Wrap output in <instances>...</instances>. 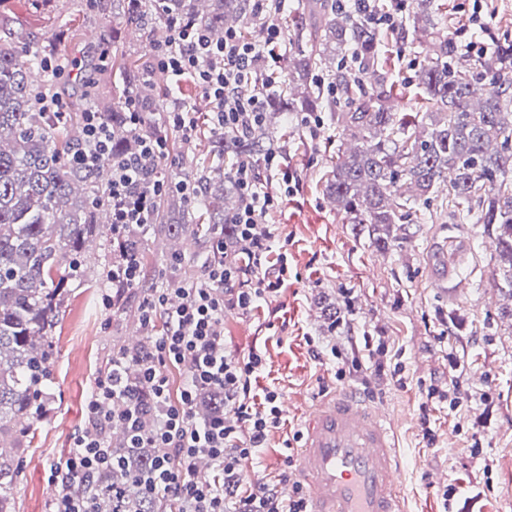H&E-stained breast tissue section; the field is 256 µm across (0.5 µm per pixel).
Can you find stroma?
Returning <instances> with one entry per match:
<instances>
[{"label": "stroma", "instance_id": "stroma-1", "mask_svg": "<svg viewBox=\"0 0 512 512\" xmlns=\"http://www.w3.org/2000/svg\"><path fill=\"white\" fill-rule=\"evenodd\" d=\"M15 11L14 32L39 45L54 44L69 60L57 89L71 98L85 82L109 80L111 61H97L92 69L82 65L88 50L111 51V44L100 42L101 31H114L127 53L149 61L157 31L168 26L166 18L151 15L138 31L89 0H44L38 12L22 5ZM416 12L408 5L400 16V38L383 49L392 63L390 78L405 86L395 100L400 112L415 110L413 67L428 59L426 40L414 34ZM68 18L79 25L78 36L63 32ZM321 119L315 137L298 116L276 121L281 151L298 182L296 193L284 197L270 218L288 258L284 285L271 303L224 320L228 354L262 357L254 394L276 392L283 405L255 469L264 481L276 482L300 445L309 406L338 390L363 392L362 378L376 362L364 339L381 336L389 346L388 366L399 363L405 371L397 379L384 377L371 401L388 409L405 456L401 488L408 512H445L451 487L459 497L476 500L475 512H512V321L500 316L506 301L497 288L495 248L482 225L448 224L440 215L419 225L411 242L388 251L356 235L324 192L345 141L329 113ZM442 250L455 251V263L466 272L439 288L432 255ZM161 262V252L150 250L141 282L121 289L113 306L93 284L71 290L54 332V399L20 465L17 512H47L50 469L68 450L94 380L119 349L129 347L148 287H163L156 275ZM327 302L340 310L332 330L323 327ZM452 311L463 316V325L449 324ZM334 347L340 357L331 355ZM341 367L347 374L340 379ZM432 386L458 388V409L429 398ZM424 413L437 438L432 445L422 437Z\"/></svg>", "mask_w": 512, "mask_h": 512}]
</instances>
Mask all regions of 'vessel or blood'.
Here are the masks:
<instances>
[{"mask_svg":"<svg viewBox=\"0 0 512 512\" xmlns=\"http://www.w3.org/2000/svg\"><path fill=\"white\" fill-rule=\"evenodd\" d=\"M295 474L312 512H405L402 457L383 409L345 391L311 408Z\"/></svg>","mask_w":512,"mask_h":512,"instance_id":"1","label":"vessel or blood"}]
</instances>
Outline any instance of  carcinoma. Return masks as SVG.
<instances>
[{"instance_id":"cac0c4a2","label":"carcinoma","mask_w":512,"mask_h":512,"mask_svg":"<svg viewBox=\"0 0 512 512\" xmlns=\"http://www.w3.org/2000/svg\"><path fill=\"white\" fill-rule=\"evenodd\" d=\"M112 0V12L140 27L158 14L208 33L224 35L228 20L240 27L252 17L250 0ZM417 21L431 54L415 74L420 111L393 109L395 83L383 73L388 58L380 47L398 39L395 29L373 30L336 12L332 0H311L308 21L297 25L289 52L288 78L270 94L263 123L238 134L218 132L206 121L196 135L210 142L204 162L173 172L167 179L195 187L193 198L172 191L155 202V223L130 224L119 241L99 223L106 183L101 171L78 167L73 153L83 141L81 121H61L39 109L43 84L31 69L55 55L23 36L0 39V512H16L19 462L31 435L48 417L52 398L53 333L70 288L88 281L90 249L112 251L109 269L133 258L146 267L149 244L163 247L172 265L181 251L164 249L189 234L197 240L221 239L226 256L237 257L229 224L231 199H239L232 172L245 160H258L277 148L272 129L280 112H320L336 117L350 137L344 158L327 177L325 192L343 209L348 223L382 250L412 239L423 223V207L442 184L447 192L440 212L455 224L484 225L499 259V291L512 301V48L503 43L478 59L458 55L430 13L433 0H419ZM112 91L92 84L85 96L112 127L119 154L136 151V136L125 124L124 99L133 91L146 113L143 132H163L155 87L145 81L147 64L112 42ZM337 66H332V62ZM329 72L323 84L319 72ZM197 404L208 415L222 412L224 396L199 392ZM121 467L98 479L104 512H163L137 476L157 456L154 448H133L128 434L110 442Z\"/></svg>"}]
</instances>
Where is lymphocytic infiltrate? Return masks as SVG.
Returning a JSON list of instances; mask_svg holds the SVG:
<instances>
[{
	"mask_svg": "<svg viewBox=\"0 0 512 512\" xmlns=\"http://www.w3.org/2000/svg\"><path fill=\"white\" fill-rule=\"evenodd\" d=\"M253 2L263 31L259 41L232 28L214 41L193 25L170 21V35L154 54L156 68L170 76L175 89L162 115L164 126L177 129L184 138L193 137L198 118L177 93L188 78L212 100L209 120L215 129L245 134L262 124L269 103L266 87L254 86L248 95L241 88L277 67L275 48L284 35L271 15L284 10L286 0ZM82 122L85 142L73 155L75 163L93 168L103 158L112 160L107 198L113 234H121L129 224L152 223L156 198L171 188L158 171L166 156L165 137H142L135 153L116 156L112 131L100 112L86 109ZM264 170L274 173L275 181L261 179ZM234 180L240 203L230 222L241 260L205 262L200 281L156 288L144 299L143 325L161 323L162 332L147 336L135 352L113 357L97 378L85 424L51 471L50 480L61 491L49 512H97V480L116 463L107 438L116 423L128 428L133 447L157 449L143 485L151 494L173 501L175 512H309L302 486L290 476H282L273 486L250 478V467L279 421L278 396L270 391L263 401H256L251 378L261 365L258 356L236 359L224 354L225 316L248 314L283 285L281 272L268 265L276 235L266 217L279 193L294 191L295 177L274 150L265 155L262 168L241 162ZM170 366L186 373L176 398L165 375ZM204 388L223 393L235 424L220 414L196 417L197 395ZM146 407L155 415V427L144 435L139 418ZM202 457L208 459L212 477L198 474L195 462Z\"/></svg>",
	"mask_w": 512,
	"mask_h": 512,
	"instance_id": "obj_1",
	"label": "lymphocytic infiltrate"
}]
</instances>
